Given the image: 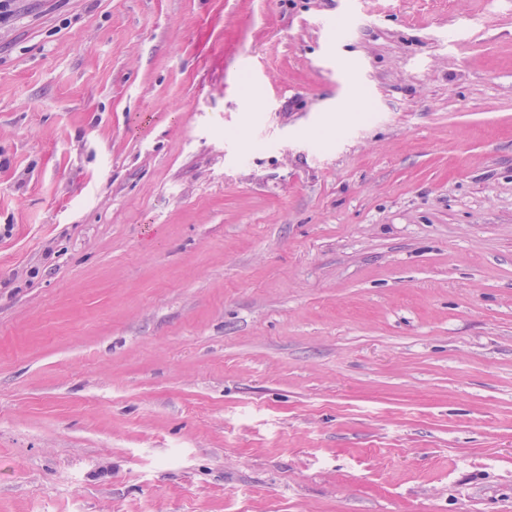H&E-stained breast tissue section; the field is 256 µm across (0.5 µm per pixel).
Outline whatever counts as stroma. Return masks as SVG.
Masks as SVG:
<instances>
[{
  "mask_svg": "<svg viewBox=\"0 0 512 512\" xmlns=\"http://www.w3.org/2000/svg\"><path fill=\"white\" fill-rule=\"evenodd\" d=\"M0 512H512V0H14Z\"/></svg>",
  "mask_w": 512,
  "mask_h": 512,
  "instance_id": "1",
  "label": "stroma"
}]
</instances>
